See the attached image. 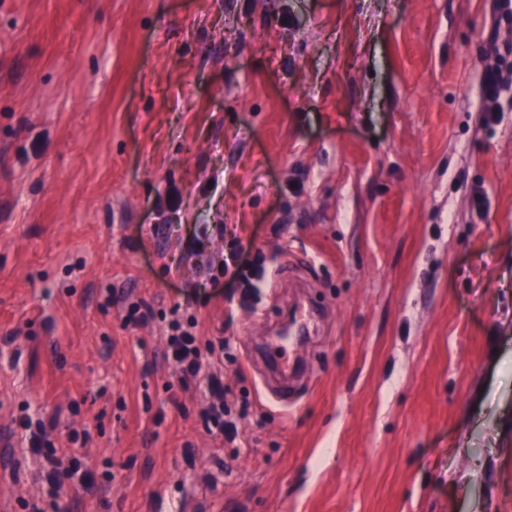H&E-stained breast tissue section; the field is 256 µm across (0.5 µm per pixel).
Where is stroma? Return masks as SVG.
<instances>
[{"instance_id":"35a3bbf8","label":"stroma","mask_w":512,"mask_h":512,"mask_svg":"<svg viewBox=\"0 0 512 512\" xmlns=\"http://www.w3.org/2000/svg\"><path fill=\"white\" fill-rule=\"evenodd\" d=\"M496 2L0 0V512H512ZM191 316L231 442L164 358ZM497 32L494 30L488 40L487 55L489 58H493L494 64H490L483 74L484 112H497L494 103L499 89L506 80L503 75L504 72L509 73L511 71L512 78V62L507 58V55H512V45L511 48L506 46V55H503L497 43Z\"/></svg>"}]
</instances>
